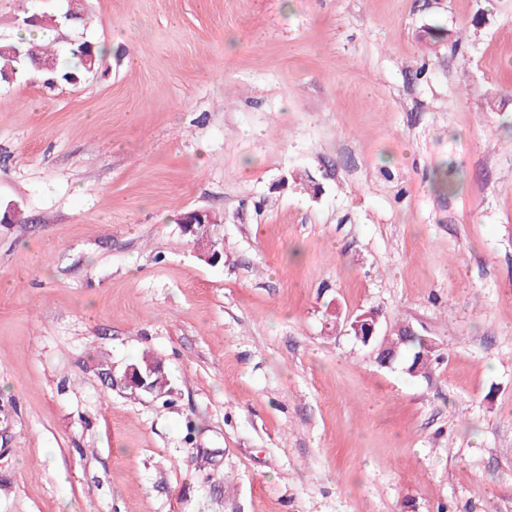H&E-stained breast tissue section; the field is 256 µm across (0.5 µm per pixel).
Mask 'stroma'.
<instances>
[{"label": "stroma", "instance_id": "35a3bbf8", "mask_svg": "<svg viewBox=\"0 0 512 512\" xmlns=\"http://www.w3.org/2000/svg\"><path fill=\"white\" fill-rule=\"evenodd\" d=\"M83 8L0 0L105 50L0 83V512H512V0ZM223 223V220L220 219V216L211 210H191L186 212L179 220L181 232L183 235H193L194 227L196 224H209L213 226H220ZM196 236L189 237L191 241H195L196 239H202L209 233V228L205 225H197L196 227ZM352 317H348L346 320V326L351 323V326L356 332L358 338L363 339L366 336L365 346H371L374 354H382L390 346L393 350V355H396L399 351L396 360L400 359L396 363H403L405 368L414 370L416 366L417 374L423 373L427 368L433 357L431 343H427V340L422 336H415L416 332L413 327L409 325H400L387 330L382 336L380 342H377L378 326H379V315L376 312L368 311L363 314L356 316L354 321ZM362 326L364 335L362 332ZM397 336V337H395ZM412 336L407 343L403 344L405 340ZM140 368H145L147 365L154 366L157 371L155 372V369L153 367L147 368V372L152 373L155 372L152 376V387L151 392L156 393L158 395L164 394L167 392V379L164 377L163 373L161 372V364L159 361L155 360L153 357L149 355H145L142 358L141 362L136 363ZM135 365H128L124 371L123 374V382L127 388L131 389H139L143 391H147L149 389V386L146 384V379L141 371L140 368H138Z\"/></svg>", "mask_w": 512, "mask_h": 512}]
</instances>
